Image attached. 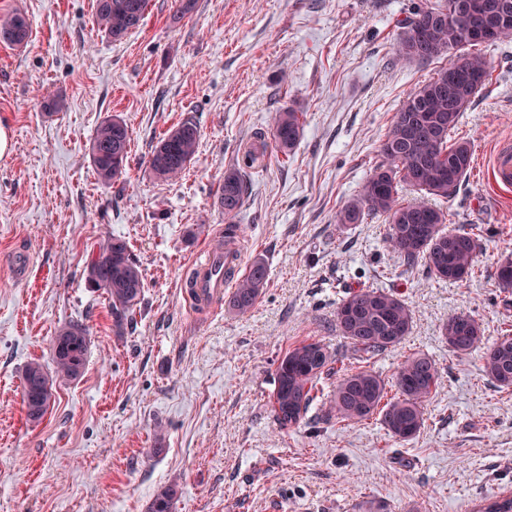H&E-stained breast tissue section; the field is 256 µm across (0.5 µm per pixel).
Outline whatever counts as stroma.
I'll return each mask as SVG.
<instances>
[{
	"label": "stroma",
	"mask_w": 512,
	"mask_h": 512,
	"mask_svg": "<svg viewBox=\"0 0 512 512\" xmlns=\"http://www.w3.org/2000/svg\"><path fill=\"white\" fill-rule=\"evenodd\" d=\"M95 0H0L31 24L27 45L0 44V512H148L175 485L174 512H472L512 494V388L478 355L449 351L440 327L465 312L486 341L512 325V293L496 271L512 258V191L487 164L512 143V42L483 50L492 76L460 120L472 169L449 198L450 226L484 229L476 271L449 284L407 268L387 247L386 220L340 227L338 210L378 162L402 101L449 56L395 62L400 21L422 0H150L120 41L98 31ZM55 94L61 108L46 112ZM302 112L289 155L269 148L249 171L237 222L241 265L263 258L268 284L251 312L201 309L180 283L223 233L225 170L276 112ZM131 132L128 164L99 182L90 140L110 116ZM200 129L182 177L153 176V145L183 119ZM121 236L138 260L144 299L116 334L103 291L86 284L96 244ZM29 250L25 286L10 275ZM358 287L396 293L415 312L411 334L373 368L392 379L405 356L432 357L442 374L408 442L377 420L344 425L312 406L282 431L270 401L278 359L302 340L345 348L336 304ZM82 323L91 343L83 375L59 379L49 412L30 421L22 374L52 363L58 330Z\"/></svg>",
	"instance_id": "35a3bbf8"
}]
</instances>
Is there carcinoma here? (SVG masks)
Segmentation results:
<instances>
[{
  "label": "carcinoma",
  "instance_id": "1",
  "mask_svg": "<svg viewBox=\"0 0 512 512\" xmlns=\"http://www.w3.org/2000/svg\"><path fill=\"white\" fill-rule=\"evenodd\" d=\"M452 0H437L415 10L404 19L393 44L394 58L400 63L429 62L454 49L449 66L418 86L395 112L385 139L379 145V162L355 194L336 214V223L363 224L369 218L385 214L389 218L385 242L413 268L423 265L435 279L459 282L472 276L480 251V234L456 228L445 229L448 212L420 200L401 204L398 198L406 190L448 199L472 163L468 141L455 139L453 133L476 94L491 76L489 62L481 53L468 48L512 41V10L484 42L460 37L456 21L448 14ZM149 0H96L99 31L113 40L138 28ZM30 27L20 13L0 15V44L19 46L28 41ZM303 131L302 113L288 109L275 113L273 137L283 155L293 150ZM200 130L184 120L164 134L152 147L149 166L156 177L172 180L180 176L195 158ZM130 133L126 122L111 116L96 128L89 154L98 179L105 185L119 178L128 162ZM267 155V143L256 140L245 148L244 166L260 168ZM245 195L241 171L224 172L218 201L224 211V237L238 238L234 223ZM94 263L86 281L100 278L99 270L108 269L104 293L109 299L113 325L122 330L133 320L143 299L144 279L140 265L128 243L107 237L92 252ZM229 279H236L227 300L228 308L239 314L251 311L268 282L265 261L256 258L246 272L235 277V268H225ZM414 323L412 308L400 297L379 288L352 289L336 308V331L346 346L364 365L343 368L344 358L330 352L318 341H303L288 349L275 370V388L271 412L281 431L298 427L311 406L330 387L327 416L338 422L358 423L379 420L397 441L416 437L423 424V406L440 381V371L425 354H412L399 364L388 383L369 366L371 360L397 348ZM58 335L64 346L54 357L55 372L39 362L29 363L23 371V386L39 384L53 390V377L75 380L83 373L91 338L79 323L63 326ZM441 335L450 351L457 355L479 354L485 374L503 388H512V334L492 343L484 341L479 323L467 313L454 314L442 324ZM27 415L40 420L47 413L48 400L31 403L23 391ZM178 490L165 486L157 491L149 512H173ZM477 512H512V496L488 499Z\"/></svg>",
  "mask_w": 512,
  "mask_h": 512
}]
</instances>
